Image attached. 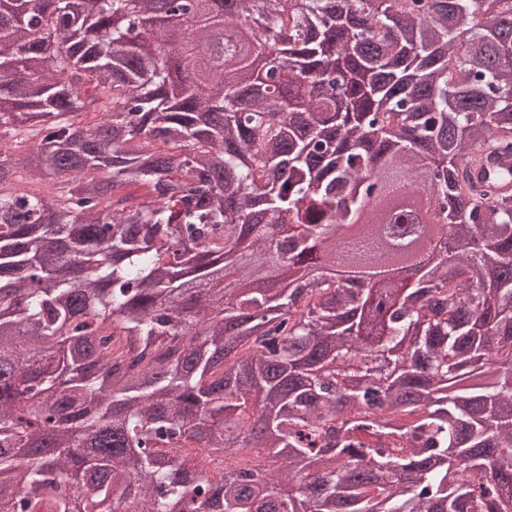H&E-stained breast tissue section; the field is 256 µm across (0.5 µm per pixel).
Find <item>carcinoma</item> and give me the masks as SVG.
<instances>
[{
	"label": "carcinoma",
	"mask_w": 512,
	"mask_h": 512,
	"mask_svg": "<svg viewBox=\"0 0 512 512\" xmlns=\"http://www.w3.org/2000/svg\"><path fill=\"white\" fill-rule=\"evenodd\" d=\"M157 2L0 11V512H512V0ZM416 190L457 254L336 280ZM193 39L201 44L205 52L201 55L197 70L191 78L203 88L208 75L212 70H222L224 61V41H226L222 27H199L192 33ZM379 224H353L342 228L336 235V241L349 242L357 240H369L374 242L378 237Z\"/></svg>",
	"instance_id": "obj_1"
}]
</instances>
